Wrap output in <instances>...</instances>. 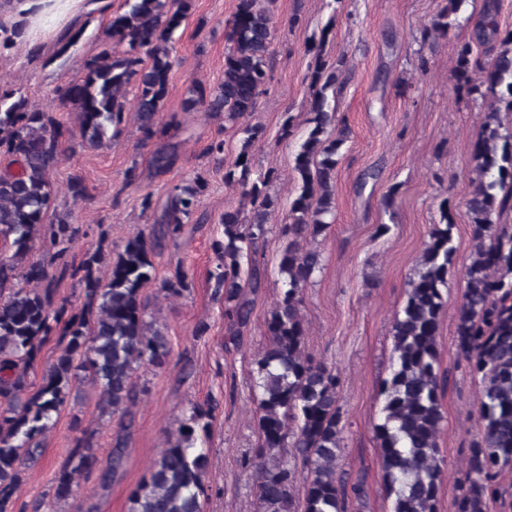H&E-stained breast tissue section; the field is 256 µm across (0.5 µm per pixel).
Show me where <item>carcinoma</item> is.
Returning a JSON list of instances; mask_svg holds the SVG:
<instances>
[{
    "label": "carcinoma",
    "instance_id": "1",
    "mask_svg": "<svg viewBox=\"0 0 512 512\" xmlns=\"http://www.w3.org/2000/svg\"><path fill=\"white\" fill-rule=\"evenodd\" d=\"M463 0H447L444 9L421 31V43L446 34L451 15ZM275 0H238L227 34L231 47L224 55V80L216 87L192 82L186 108L203 105L239 125L242 149L224 174L238 189L243 210L224 211V241L217 243L220 263L211 273L216 292L224 297V316L242 329L251 319L248 295L263 287L253 260L267 223L281 213L280 233L287 239L278 272L281 289L265 318L266 343L249 372L257 392L259 444L247 461L256 479L258 512H347L349 498H362L357 482L336 472L343 432L339 405L340 376L335 366L305 351L303 290L322 267L321 253L308 240L326 233L334 222V180L338 156L348 139L347 127L333 126L335 110L327 91L346 72L316 61L308 78L313 91V127L295 156L301 186L281 209L268 187L278 179L275 168L253 169L249 150L263 137L258 125L241 119L257 110L272 80L269 67L275 31ZM103 31L98 55L83 60L82 76L60 91V100L79 113L82 139L91 146L121 133L128 112L139 122L143 142L167 133L159 121L168 92L176 31L192 12L194 0H126ZM495 0H486L476 41L489 45L481 58L471 43L457 46V85L477 92L486 84L500 88L499 101L512 112V29H500ZM23 26L0 27V50L13 48ZM124 50L117 54L114 47ZM134 108H128L129 90ZM500 108H489L472 145L474 189L468 200L474 256L464 272L466 287L455 328L457 353L480 385L476 431L465 465L455 480L454 512H512V486L501 475L512 472V224L501 221L512 211V133L501 132ZM74 131L54 113L33 107L14 93H0V156L19 166L0 174V286L20 277L23 286L0 298V512H12L24 482L27 463L40 437L73 385L89 379L102 396V409L126 416L134 404L135 366L161 367L169 350L162 333L146 321L141 289L154 277V246L180 231V224L198 209L203 185H176L169 193L160 221L128 240L101 278L102 247L86 253L78 266L51 268L63 245L74 241L82 226L65 218L52 220L55 189L49 173L67 150ZM450 208L441 210L431 226L421 269L410 283L393 327L391 374L383 383V405L375 438L383 479L392 496L391 512H437L443 469L438 437L443 420L442 394L447 377L440 371L437 333L443 289L453 268ZM47 244L43 258L25 264L35 243ZM84 283V302L74 308L57 298V278ZM55 341L59 355L31 390L28 382L41 347ZM209 412L192 408L181 422L175 441L167 443L148 476L130 498V512H204L203 478L208 453L198 443L196 425ZM296 450L306 471L299 505L292 496L295 469L284 460L286 448ZM96 462L91 435L75 440L55 476L54 498L67 499L80 477Z\"/></svg>",
    "mask_w": 512,
    "mask_h": 512
}]
</instances>
